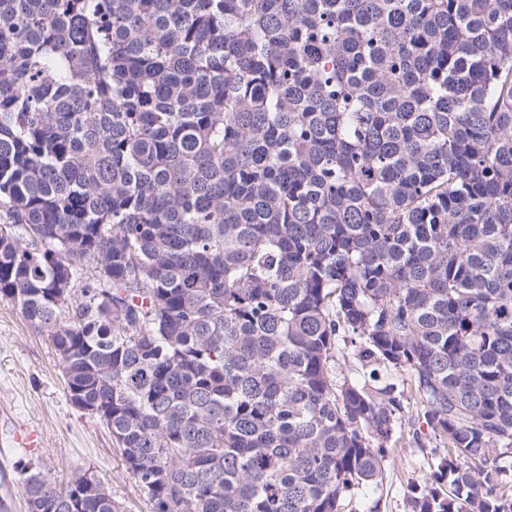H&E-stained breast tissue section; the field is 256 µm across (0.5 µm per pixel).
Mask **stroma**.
<instances>
[{"label": "stroma", "instance_id": "stroma-1", "mask_svg": "<svg viewBox=\"0 0 512 512\" xmlns=\"http://www.w3.org/2000/svg\"><path fill=\"white\" fill-rule=\"evenodd\" d=\"M402 422L390 443L377 483L356 493L351 512H410V499L423 485L435 461L418 438L431 431L413 398L403 400ZM0 432L36 433L30 454L35 466L54 473L90 471L125 512H149V505L105 424L73 406L57 357L8 300H0Z\"/></svg>", "mask_w": 512, "mask_h": 512}]
</instances>
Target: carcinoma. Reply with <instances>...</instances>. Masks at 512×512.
I'll list each match as a JSON object with an SVG mask.
<instances>
[{
    "label": "carcinoma",
    "mask_w": 512,
    "mask_h": 512,
    "mask_svg": "<svg viewBox=\"0 0 512 512\" xmlns=\"http://www.w3.org/2000/svg\"><path fill=\"white\" fill-rule=\"evenodd\" d=\"M0 214V299L150 512H344L388 369L411 512H512V0H0Z\"/></svg>",
    "instance_id": "obj_1"
}]
</instances>
